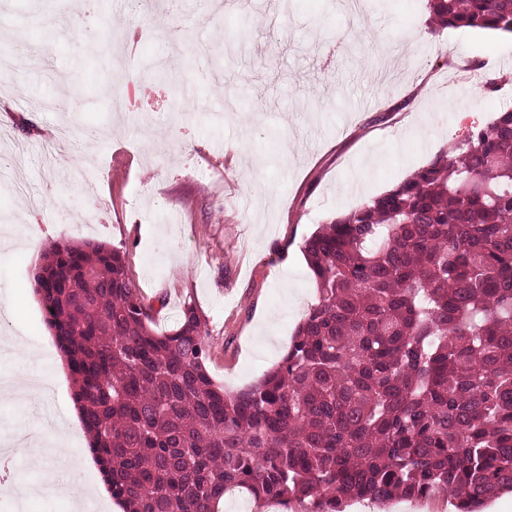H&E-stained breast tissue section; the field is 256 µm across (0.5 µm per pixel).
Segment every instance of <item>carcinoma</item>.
<instances>
[{
    "instance_id": "carcinoma-1",
    "label": "carcinoma",
    "mask_w": 512,
    "mask_h": 512,
    "mask_svg": "<svg viewBox=\"0 0 512 512\" xmlns=\"http://www.w3.org/2000/svg\"><path fill=\"white\" fill-rule=\"evenodd\" d=\"M431 29L512 34V0H428ZM316 301L228 391L203 317L154 327L123 251L50 242L35 291L124 512H282L512 492V109L305 240ZM222 512H279L280 510L274 507L257 508V504L254 503L253 499L247 497L245 493L237 492L235 494H229L222 503Z\"/></svg>"
}]
</instances>
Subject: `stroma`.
Here are the masks:
<instances>
[{
  "label": "stroma",
  "instance_id": "1",
  "mask_svg": "<svg viewBox=\"0 0 512 512\" xmlns=\"http://www.w3.org/2000/svg\"><path fill=\"white\" fill-rule=\"evenodd\" d=\"M149 2L135 21L124 0H97L80 39L74 0H0V52L13 60L0 75V157L45 200L31 213L0 178V218L30 229L23 245L0 239V343L10 344L0 374L11 381L59 354L31 278L41 244L91 240L123 250L146 299L165 298L157 329L195 301L212 378L247 387L316 298L297 258L305 239L512 109V36L430 33L427 0H363L355 14L343 0H250L221 14L213 0ZM116 29L131 33L120 73L108 63ZM159 61L167 78L147 79ZM110 87L124 111H111ZM63 121L75 153L99 159L92 188L43 151ZM72 403L67 375L26 399L0 397V437L44 446ZM84 435L71 431L66 462L14 457L0 512L20 499L25 512H74L41 485L81 461Z\"/></svg>",
  "mask_w": 512,
  "mask_h": 512
}]
</instances>
